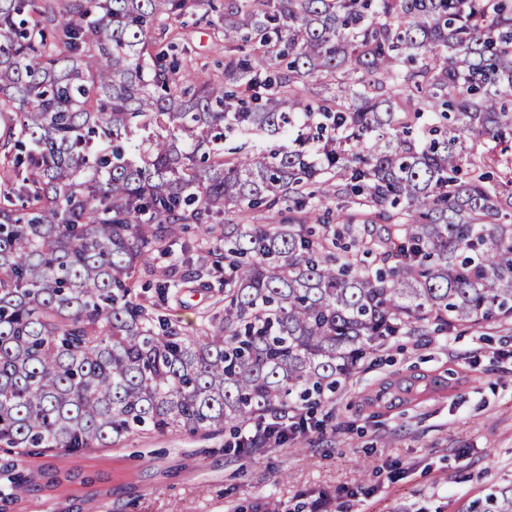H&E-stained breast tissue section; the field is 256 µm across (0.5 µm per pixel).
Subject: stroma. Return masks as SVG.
<instances>
[{
  "mask_svg": "<svg viewBox=\"0 0 512 512\" xmlns=\"http://www.w3.org/2000/svg\"><path fill=\"white\" fill-rule=\"evenodd\" d=\"M225 0L169 23L184 69L224 77L227 54L251 44L223 38ZM189 281L165 313L194 331L221 299ZM312 427L248 452L242 433H135L112 448L59 462L20 463L71 480L18 490L10 512H483L512 488V322L448 331L428 326L367 353L345 387L316 407Z\"/></svg>",
  "mask_w": 512,
  "mask_h": 512,
  "instance_id": "obj_1",
  "label": "stroma"
}]
</instances>
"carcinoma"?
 <instances>
[{"label":"carcinoma","instance_id":"cac0c4a2","mask_svg":"<svg viewBox=\"0 0 512 512\" xmlns=\"http://www.w3.org/2000/svg\"><path fill=\"white\" fill-rule=\"evenodd\" d=\"M204 2L0 0V446L21 456L312 408L397 336L512 319V177L458 149L512 134V0H228L223 36L256 55L219 83L162 44ZM285 202L163 271L161 297L224 265L196 334L144 299L184 225Z\"/></svg>","mask_w":512,"mask_h":512}]
</instances>
